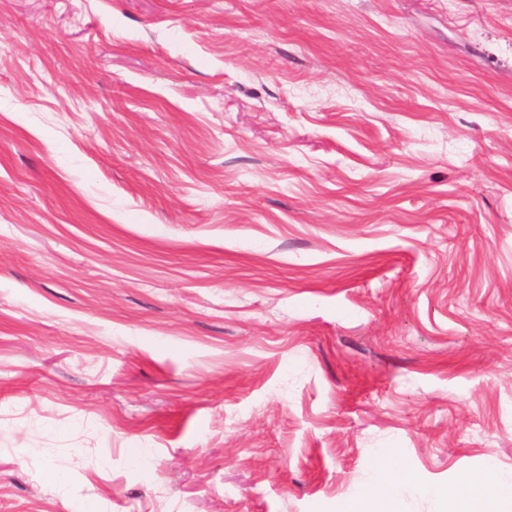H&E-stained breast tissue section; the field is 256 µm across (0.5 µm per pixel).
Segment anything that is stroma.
Listing matches in <instances>:
<instances>
[{"label":"stroma","instance_id":"obj_1","mask_svg":"<svg viewBox=\"0 0 512 512\" xmlns=\"http://www.w3.org/2000/svg\"><path fill=\"white\" fill-rule=\"evenodd\" d=\"M398 512L512 481V0H0V512ZM410 478V474L396 463L384 466L379 470L378 481L364 488L345 511L397 512L395 498L398 487Z\"/></svg>","mask_w":512,"mask_h":512}]
</instances>
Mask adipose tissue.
Returning <instances> with one entry per match:
<instances>
[{"label":"adipose tissue","mask_w":512,"mask_h":512,"mask_svg":"<svg viewBox=\"0 0 512 512\" xmlns=\"http://www.w3.org/2000/svg\"><path fill=\"white\" fill-rule=\"evenodd\" d=\"M409 473L398 464L384 466L378 481L364 488L347 512H397L396 495ZM445 512H512V483L491 485L484 473L463 476L455 488L437 493Z\"/></svg>","instance_id":"1"}]
</instances>
